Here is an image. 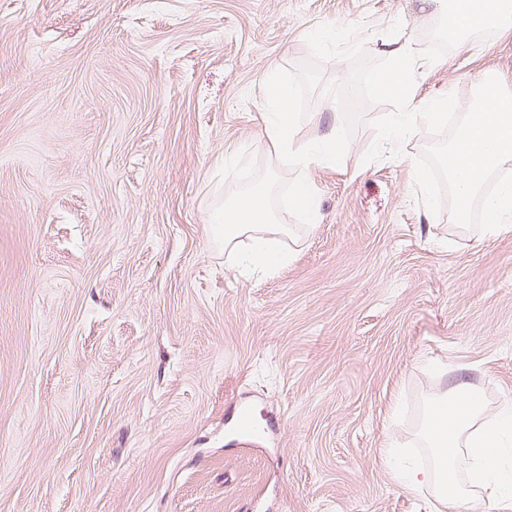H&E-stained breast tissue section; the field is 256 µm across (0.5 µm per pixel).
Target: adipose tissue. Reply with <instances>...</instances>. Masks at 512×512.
Returning a JSON list of instances; mask_svg holds the SVG:
<instances>
[{"label":"adipose tissue","mask_w":512,"mask_h":512,"mask_svg":"<svg viewBox=\"0 0 512 512\" xmlns=\"http://www.w3.org/2000/svg\"><path fill=\"white\" fill-rule=\"evenodd\" d=\"M254 200L255 207L248 211L236 206L225 209L210 229L221 238L228 257L241 267L271 273L290 259L275 241L276 235L287 234L288 227L278 223L264 193L255 194ZM244 237L251 239L252 247L242 254L238 244ZM432 407L449 423L442 433L429 426L422 431L426 447L437 454L435 467L430 470L401 459L400 448H390L389 456L396 459L395 484L411 491L435 487L434 512H457L473 500L488 502L498 512H512V405L490 411L478 393L466 390L439 394ZM462 451L470 459L465 488L457 486L449 473L451 460Z\"/></svg>","instance_id":"adipose-tissue-1"}]
</instances>
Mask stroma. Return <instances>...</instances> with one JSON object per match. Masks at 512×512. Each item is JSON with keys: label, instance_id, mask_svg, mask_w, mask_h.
Masks as SVG:
<instances>
[{"label": "stroma", "instance_id": "1", "mask_svg": "<svg viewBox=\"0 0 512 512\" xmlns=\"http://www.w3.org/2000/svg\"><path fill=\"white\" fill-rule=\"evenodd\" d=\"M440 0H0V512H428L385 450L422 465L431 398L512 402V227L487 239L432 214L408 136L364 162L366 106L341 164L311 169L318 218L280 212L293 258L246 275L211 239L265 136L270 68L323 23L366 52L422 51ZM512 90V26L416 72L413 104L484 72ZM341 126L321 90L293 133ZM261 442L244 446L239 411Z\"/></svg>", "mask_w": 512, "mask_h": 512}]
</instances>
